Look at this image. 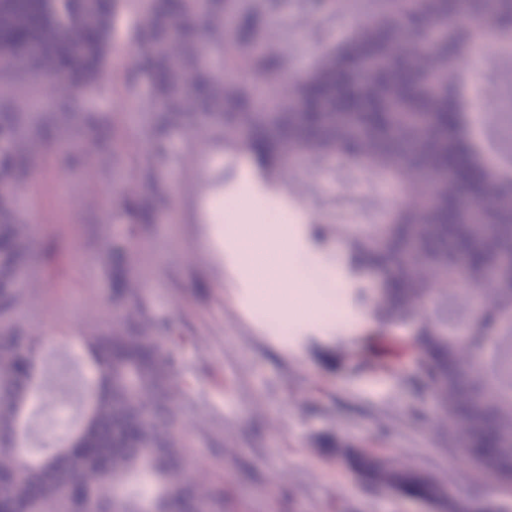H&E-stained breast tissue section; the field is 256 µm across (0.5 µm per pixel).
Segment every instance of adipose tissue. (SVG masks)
<instances>
[{
  "mask_svg": "<svg viewBox=\"0 0 512 512\" xmlns=\"http://www.w3.org/2000/svg\"><path fill=\"white\" fill-rule=\"evenodd\" d=\"M235 195L242 210L270 212L276 220L210 225L206 242L221 258L230 298L258 315L261 331L275 340L289 331L328 341L341 326L357 334L364 310L347 297L342 270L327 261L326 250L315 241L309 225L258 182L250 168L238 170ZM294 281L306 285L307 301L298 311L288 308L280 296L282 284Z\"/></svg>",
  "mask_w": 512,
  "mask_h": 512,
  "instance_id": "ef3b65f1",
  "label": "adipose tissue"
}]
</instances>
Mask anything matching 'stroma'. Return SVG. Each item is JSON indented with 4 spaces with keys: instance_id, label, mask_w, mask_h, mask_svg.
<instances>
[{
    "instance_id": "stroma-1",
    "label": "stroma",
    "mask_w": 512,
    "mask_h": 512,
    "mask_svg": "<svg viewBox=\"0 0 512 512\" xmlns=\"http://www.w3.org/2000/svg\"><path fill=\"white\" fill-rule=\"evenodd\" d=\"M277 3L288 18L278 43L292 73L352 24L351 16L340 14L314 27L294 15L293 0ZM132 64L128 48L109 51L98 74L103 94L78 92L65 133L43 145L16 195L20 218L33 227L34 273L42 283L28 316L54 339L44 353L27 452L43 455L61 440L59 405H68L72 423L80 421L90 378L75 337L83 325L109 323L107 244L126 236L152 315L184 338L179 356L193 401L186 427L201 436L189 453L196 467L223 477L225 512H444L359 478L352 462L364 452L414 466L454 497L512 512L511 497L457 468L441 426L444 414L416 363L410 326L381 331L371 319L359 336L340 330L330 344L281 349L235 306L222 286L220 257L204 242L208 201L214 191L229 193L248 162L225 153L222 132L194 146L174 130L166 157L149 162L163 197L150 222L111 221L112 198L126 174L113 167L111 144H97L86 131L81 112L98 109L104 133H115L128 156L143 157L145 130L119 89ZM66 151L80 162L64 170L58 158ZM359 178L328 159L314 169L302 166L299 182L289 188L298 199L295 212L319 229L340 267L345 246L335 232L337 213L364 217L376 199L397 201L382 181L349 192ZM49 242L58 250L47 258L42 248Z\"/></svg>"
}]
</instances>
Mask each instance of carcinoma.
<instances>
[{
  "mask_svg": "<svg viewBox=\"0 0 512 512\" xmlns=\"http://www.w3.org/2000/svg\"><path fill=\"white\" fill-rule=\"evenodd\" d=\"M122 0H0V24L26 40L0 54V78L35 83L44 113L0 107V512H224V482L202 476L186 449L190 385L171 328L148 311L127 257L109 245L112 323L78 337L94 373L81 426L47 455L29 457L26 410L43 383L46 337L22 312L31 274L29 226L15 209L19 183L39 144L69 118V79L93 95L109 47L107 11ZM125 43L134 52L123 94L164 155V121L188 116L224 132V149L250 156L266 185L298 177L297 161L353 164L404 190L385 222L336 224L354 264L377 271L373 298L382 326L413 331L419 364L448 418V442L480 478L512 493V180L484 178L460 124L457 80L469 33L447 25L430 51L427 24L480 12L512 35V0H374L340 42L321 45L288 83L269 0H141ZM348 0H297L311 23ZM236 74L219 81L215 66ZM112 201V220L138 224L137 201L158 185L132 172ZM498 202L478 220L469 204ZM367 481L440 503L444 496L410 466L358 456Z\"/></svg>",
  "mask_w": 512,
  "mask_h": 512,
  "instance_id": "cac0c4a2",
  "label": "carcinoma"
}]
</instances>
